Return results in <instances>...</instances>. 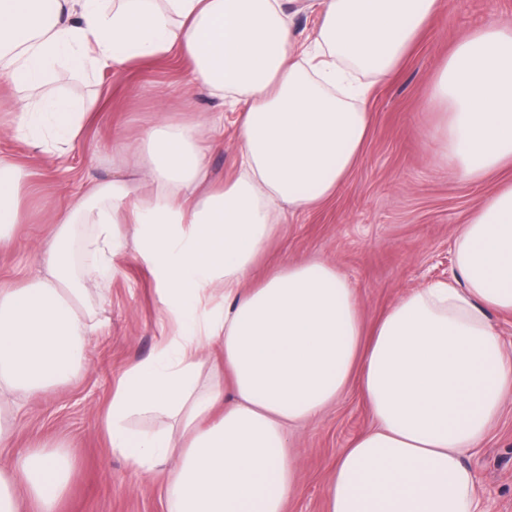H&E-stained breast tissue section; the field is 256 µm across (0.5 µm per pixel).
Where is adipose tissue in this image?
Instances as JSON below:
<instances>
[{
	"label": "adipose tissue",
	"instance_id": "1",
	"mask_svg": "<svg viewBox=\"0 0 512 512\" xmlns=\"http://www.w3.org/2000/svg\"><path fill=\"white\" fill-rule=\"evenodd\" d=\"M441 0H0V84L45 82L58 62L97 71L183 54L191 84L239 109V165L208 178L199 129L158 120L140 180L82 183L36 257L44 276L0 289V407L19 411L70 379L91 329L89 285L112 268L121 225L152 271L176 330L126 370L105 418L111 448L165 478L169 512H285L300 473L288 428L356 384L374 425L337 457L326 512H480L466 453L512 400V355L490 318L512 310V184L455 240L450 281L407 292L365 327L355 290L324 262L286 263L248 282L287 213L331 198L363 155L371 81L393 74ZM318 29L299 43L297 14ZM443 148L460 179L512 166V29L489 23L437 75ZM89 107L22 103L14 137L40 151L77 138ZM23 169L0 156V250L22 223ZM96 261L73 274L75 227ZM222 372L203 380L211 348ZM174 426L133 429L137 417ZM68 454L37 445L0 467V512H60Z\"/></svg>",
	"mask_w": 512,
	"mask_h": 512
}]
</instances>
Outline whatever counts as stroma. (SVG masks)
<instances>
[{"mask_svg": "<svg viewBox=\"0 0 512 512\" xmlns=\"http://www.w3.org/2000/svg\"><path fill=\"white\" fill-rule=\"evenodd\" d=\"M491 18L512 27V0H444L416 50L374 84L367 101L372 127L358 165L324 205L289 218L262 270L312 259L337 266L355 288L368 326L409 290L448 276L456 236L500 183L512 181V167L475 182L458 177L441 158L447 109L432 102L431 85L457 43ZM37 95L84 99L91 108L81 136L67 148L68 170L52 166L45 154L21 156L28 174L24 222L15 246L0 251V285L36 277L35 250L48 236L53 212L77 192L78 177L109 180L116 167L133 168L144 154V130L158 119L189 125L223 113L224 144L206 150L205 162L218 180L237 169L234 108L222 95L194 92L189 66L178 55L88 74L61 63ZM87 308L95 330L84 339L81 366L25 404L12 421L15 449L0 453V467L28 446H61L75 460L62 512H168L160 482L135 472L110 448L104 425L119 378L153 357L171 331L155 280L124 250L100 286L90 289ZM372 424L352 385L321 416L291 428L301 485L287 512H325L326 482L337 456ZM464 462L485 512H512V402Z\"/></svg>", "mask_w": 512, "mask_h": 512, "instance_id": "stroma-1", "label": "stroma"}]
</instances>
